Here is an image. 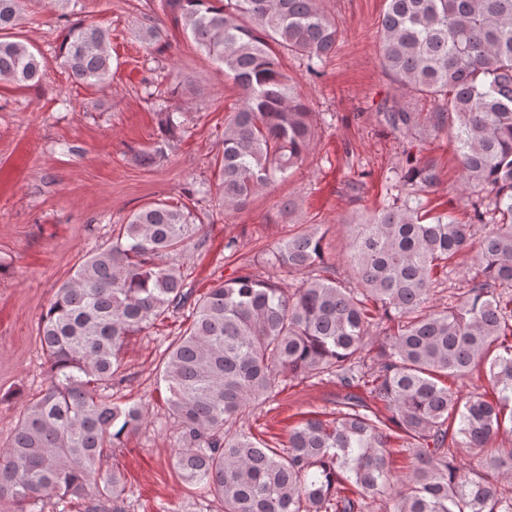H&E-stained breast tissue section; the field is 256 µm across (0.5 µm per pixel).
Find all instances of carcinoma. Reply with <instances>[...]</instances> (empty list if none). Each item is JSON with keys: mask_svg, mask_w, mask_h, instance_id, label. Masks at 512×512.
Masks as SVG:
<instances>
[{"mask_svg": "<svg viewBox=\"0 0 512 512\" xmlns=\"http://www.w3.org/2000/svg\"><path fill=\"white\" fill-rule=\"evenodd\" d=\"M26 0H0V82L36 85L40 53L12 33ZM377 28L383 73L403 92L437 102L433 131L450 128L467 220L433 214L422 197L440 178L436 163L405 154L385 177L386 203L348 224L346 261L355 283L323 277L326 234L313 227L266 253L277 272L302 275L289 291L274 277L241 269L197 300L181 274L197 225L183 205L159 201L112 230L56 291L41 317L45 387L25 403L0 446V512H112L124 474L107 465L117 441L144 421L141 406L112 401L129 337L194 302L193 320L171 343L160 380L170 392L183 447L181 478L224 512H370V500L400 484L394 512H512V0H385ZM160 10L242 90L224 122L216 202L245 209L260 191L300 167L318 137L316 113L283 70L280 55L319 77L342 31L320 0H161ZM110 30L68 29L57 55L74 81L112 76ZM150 53L163 31L143 33ZM168 90L147 92L157 139L136 151L144 166L165 157L184 131ZM380 122L407 136L421 116L387 103ZM484 229L477 272L448 306L430 305L437 269L448 270ZM388 322L374 344L377 318ZM488 367L496 398L467 400L443 377L468 379ZM333 376L347 390L330 422L308 417L271 448L226 426L274 400L288 376ZM402 433L408 472L392 468L386 429ZM483 452L479 467L457 461L458 444Z\"/></svg>", "mask_w": 512, "mask_h": 512, "instance_id": "carcinoma-1", "label": "carcinoma"}]
</instances>
